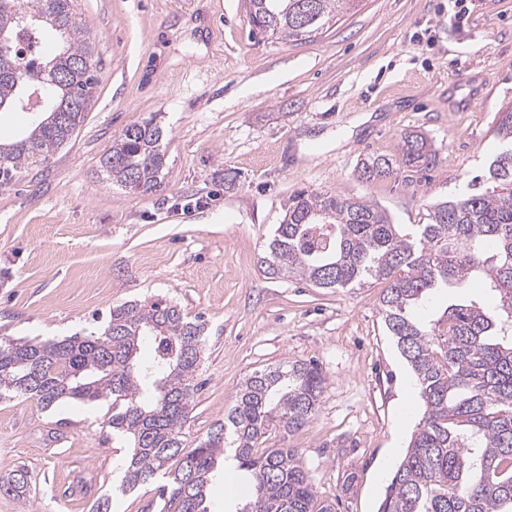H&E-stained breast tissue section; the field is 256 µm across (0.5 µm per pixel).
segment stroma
Returning a JSON list of instances; mask_svg holds the SVG:
<instances>
[{"label": "stroma", "instance_id": "35a3bbf8", "mask_svg": "<svg viewBox=\"0 0 512 512\" xmlns=\"http://www.w3.org/2000/svg\"><path fill=\"white\" fill-rule=\"evenodd\" d=\"M360 0L327 33L265 41L249 0H74L96 47L95 100L50 161L0 187V336L99 333L113 306L167 299L206 324L186 447L233 405L243 380L284 361L326 378L302 429L268 432L294 448L318 500L377 512L424 412L388 335L382 284L330 291L272 279L260 259L290 198L340 194L423 223L459 198L502 149L496 115L512 108V0ZM165 132L161 184L103 178L99 160L129 124ZM424 133L428 170L357 176L367 154H396ZM107 403L0 401V476L28 471L31 494L0 491V512H158L157 485L118 492L122 442Z\"/></svg>", "mask_w": 512, "mask_h": 512}]
</instances>
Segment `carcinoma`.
Here are the masks:
<instances>
[{
  "mask_svg": "<svg viewBox=\"0 0 512 512\" xmlns=\"http://www.w3.org/2000/svg\"><path fill=\"white\" fill-rule=\"evenodd\" d=\"M360 0H250L252 29L286 41L315 38ZM36 15L30 23L19 15ZM0 112L33 116L30 132L0 140V186L46 163L72 138L94 100L95 47L73 0H0ZM50 58L41 54L51 39ZM497 137L512 143V109L497 113ZM163 131L154 119L125 127L100 159L122 187L160 184ZM436 161L429 140L401 135L398 154L357 166L365 181ZM271 278L353 290L386 283L384 324L416 378L425 410L389 478L378 512H512V149L502 151L471 192L428 207L426 223L395 224L379 207L342 195L299 191L261 257ZM478 283L497 298L451 303L434 323L417 316L436 292ZM205 323L173 302L112 307L103 332L62 339L0 338V399L111 402L107 424L126 440L123 487L160 479L159 512H207L212 473L228 448L250 475L242 512H334L318 504L294 448H262L269 429L291 434L314 416L326 378L315 364L285 362L250 374L224 422L191 449L181 428L192 409ZM148 339L153 356L140 359ZM0 490L30 493L26 471L0 477Z\"/></svg>",
  "mask_w": 512,
  "mask_h": 512,
  "instance_id": "carcinoma-1",
  "label": "carcinoma"
}]
</instances>
